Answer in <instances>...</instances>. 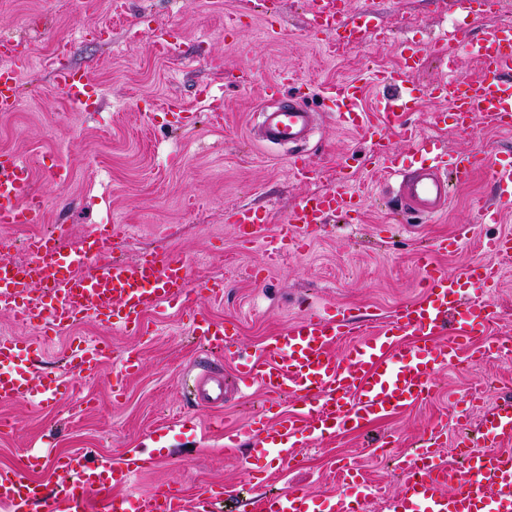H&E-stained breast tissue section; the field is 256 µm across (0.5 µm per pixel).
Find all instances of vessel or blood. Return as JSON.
<instances>
[{
	"instance_id": "1",
	"label": "vessel or blood",
	"mask_w": 512,
	"mask_h": 512,
	"mask_svg": "<svg viewBox=\"0 0 512 512\" xmlns=\"http://www.w3.org/2000/svg\"><path fill=\"white\" fill-rule=\"evenodd\" d=\"M307 24L316 34L331 33L337 39L359 42L375 37V29L360 19H346L338 0H314ZM448 47V79L438 94L448 107L436 113L442 123L466 131L476 120L496 128H512V26H486L480 39L466 43L461 28L445 34ZM468 48L481 63L480 77L470 79L455 67L459 48ZM0 58L8 60L0 70V112L16 111L21 102L19 77L29 63L23 42L0 39ZM54 80L74 108H82L95 94L96 84L86 73L60 61ZM384 86L376 110L379 119L366 123L360 102L365 81ZM336 117L343 126L364 131L372 140L379 168L398 177L397 199L403 213L434 217L446 211L449 179L464 183L474 171L485 170L496 196L483 205L482 219H494L499 210L512 205V156L488 158L483 149L461 152L431 166L402 172L386 144L384 134L401 124L414 98L401 77L366 70L364 79H354L331 88ZM318 119L317 112L298 100H288L260 114L263 143L289 144L291 171L301 180L313 171L302 152ZM362 191L352 179L337 187L303 197L288 214L285 224L266 234V214L242 204L232 213L237 236L261 245L270 260L300 251L316 236L329 215L356 211ZM44 220V202L31 189V170L18 155L0 152V224H39ZM473 235V227L460 224L453 236L437 241L436 251L459 250ZM125 242L122 225L116 224L86 240L72 252L63 251L59 238L43 235L30 243L34 255L25 269L0 259V309L13 313L27 327L65 329L79 319L92 317L126 333L139 330L149 311L181 307L188 293L191 264L182 255L150 252L125 260L114 258ZM485 260L458 273H444L428 254L417 263L423 271L421 298L399 306L380 326L359 321L348 309L331 306L325 311H306L266 341L258 351L234 356L232 374L206 370L193 379L194 402L209 410L223 409L227 394L259 388L270 401L289 397L301 402L298 412L279 415L262 426L251 458L272 457L289 465L297 441L353 433L405 411L423 401L444 366L473 362L496 352H512V339L488 332L493 316L490 295L501 270L497 256L512 254V235L487 239ZM39 289L41 300L30 297ZM196 331L209 346L228 352L235 332L223 324L200 317ZM343 353L335 348L341 342ZM40 346L0 338V400L32 396L27 361L39 356ZM70 360L78 374H92L108 361H116L120 377L139 367L132 354L113 356L106 342L78 341ZM479 432L483 442L473 446L459 439V460L442 456L443 433L433 427L420 448L402 463L405 477L398 491L389 495L387 512H512V402L491 401L480 410ZM155 463L153 455L135 458L107 469L89 466L82 455L56 459L55 467L70 480L54 493H47L29 473L39 464L27 457L21 467L0 476V507L5 512H209L217 493L206 490L187 497L167 486L148 499L125 492L132 479ZM371 494L360 474L342 470L336 491L328 498L330 512H364ZM315 497L293 487L257 501L256 512H314Z\"/></svg>"
}]
</instances>
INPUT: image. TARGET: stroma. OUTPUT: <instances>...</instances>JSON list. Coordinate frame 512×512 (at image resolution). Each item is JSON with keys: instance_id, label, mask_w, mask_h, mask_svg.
I'll return each mask as SVG.
<instances>
[{"instance_id": "1", "label": "stroma", "mask_w": 512, "mask_h": 512, "mask_svg": "<svg viewBox=\"0 0 512 512\" xmlns=\"http://www.w3.org/2000/svg\"><path fill=\"white\" fill-rule=\"evenodd\" d=\"M116 2L0 0V35L16 37L32 51L20 75L23 110L0 113V150L31 164L33 188L45 201L43 223L0 224V240L7 243L0 257L27 259L26 239L60 224L66 229L63 246L70 250L99 226L117 222L129 229L121 251L125 258L155 251L187 256L191 290L183 308L150 312L135 334L92 319L62 333L33 331L0 310V336L45 340L32 369L35 381L73 378L69 354L75 336L108 340L113 350L140 358L138 372L119 390L116 366L109 362L94 376L76 380L69 399L42 408L23 398L0 401V472L10 471L21 454L42 453L30 476L52 490L66 479L53 466L55 456L81 452L93 465H112L137 449L158 461L133 479L129 495L145 497L172 485L192 497L214 488L223 496L213 512H253L256 499L292 485L326 495L336 488L338 470L352 465L382 493L369 512H385L383 495L401 484L400 457L435 424L445 423L449 395L467 394L487 376L501 382L498 397H512V357L477 362L466 371L443 369L424 402L361 433L299 442L296 465L284 468L273 458L246 461L254 443L247 430L255 416L295 412L299 402L285 398L269 407L251 388L219 416L184 401L181 379L191 364L232 366L194 335L193 318L201 311L233 322L236 344L248 352L309 306L342 304L377 325L400 303L420 296L415 255L457 225H474L475 233L460 251L436 255V264L448 273L484 259V240L512 233V208L496 222L479 220L480 206L494 194L482 171L452 186L440 219L402 216L391 187L379 183L369 143L337 121L325 97L327 87L360 78L366 63L397 71L406 48H430L463 20L469 37H478L485 20L461 18L454 0H347V17L365 16L386 37L340 45L331 35L308 31L311 0H126L122 9ZM59 39L71 45L70 65L98 86L97 99L80 110L54 85L48 59ZM283 75L284 94L305 95L322 116L304 147L317 170L306 183L289 171L291 146L261 144L249 130L268 84ZM171 98L194 112V124L181 131L166 127L164 104ZM443 108V102L425 96L404 115L428 139L431 152H415L399 133L391 134L405 168L473 148L491 156L512 152V132L483 121L467 132L435 124L433 114ZM52 164L69 171L66 183L46 178L44 169ZM348 171L373 188L357 219L329 218L304 251L274 263L261 249L238 241L229 220L238 205L266 212L277 225L303 196L336 187ZM497 263L504 274L489 331L512 334V255ZM216 281L224 288L212 298L203 286ZM228 430L242 434L232 453L224 450ZM380 440L389 441L387 452L376 449Z\"/></svg>"}]
</instances>
